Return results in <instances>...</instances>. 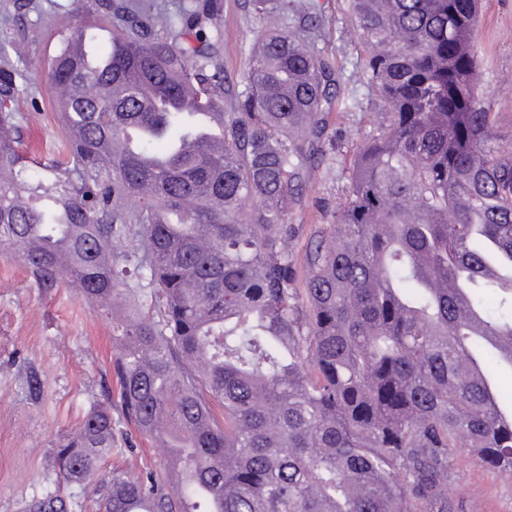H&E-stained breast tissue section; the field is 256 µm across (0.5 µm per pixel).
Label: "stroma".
<instances>
[{"label":"stroma","mask_w":512,"mask_h":512,"mask_svg":"<svg viewBox=\"0 0 512 512\" xmlns=\"http://www.w3.org/2000/svg\"><path fill=\"white\" fill-rule=\"evenodd\" d=\"M323 6L316 48L341 71L337 101L328 117L333 144L314 168L292 224H324L343 196L351 156L381 119V103L359 79L366 49L350 34L346 0ZM73 0H0V36L20 45L28 78L15 109L27 119L24 146L45 151L62 135L51 104L48 64L63 34L79 25ZM221 55L230 90L225 111H233L241 76L252 62L257 34L267 27L247 0H224ZM475 51L481 71L480 98L495 116L502 145L512 144V0H481ZM112 320L84 304L69 288L46 294L17 258L0 252V512H22V504L55 485L52 450L62 434L76 430L92 406L116 404L111 378ZM42 373L43 395L29 400L27 366ZM118 453L101 463L102 473L120 468L138 473L159 458L155 443L133 427L121 428ZM452 482L463 499L461 512H512V478L482 464L467 450L456 453Z\"/></svg>","instance_id":"1"}]
</instances>
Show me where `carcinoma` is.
Wrapping results in <instances>:
<instances>
[{"label":"carcinoma","instance_id":"1","mask_svg":"<svg viewBox=\"0 0 512 512\" xmlns=\"http://www.w3.org/2000/svg\"><path fill=\"white\" fill-rule=\"evenodd\" d=\"M97 59L62 39L51 78L80 95L65 137L22 147L18 72L0 67V249L113 320L118 417L92 408L53 449L56 482L102 512H458L453 451L512 476V145L478 93L480 0H350L384 122L353 155L327 224L288 223L326 156L340 73L315 50V0H252L258 35L224 144L153 170L189 113L224 108L206 28L219 0H110ZM305 19L281 27L287 18ZM159 137L108 152L124 127ZM302 246H297L299 239ZM28 397L41 374L25 372ZM161 449L98 478L122 422ZM24 512H66L51 491Z\"/></svg>","mask_w":512,"mask_h":512}]
</instances>
